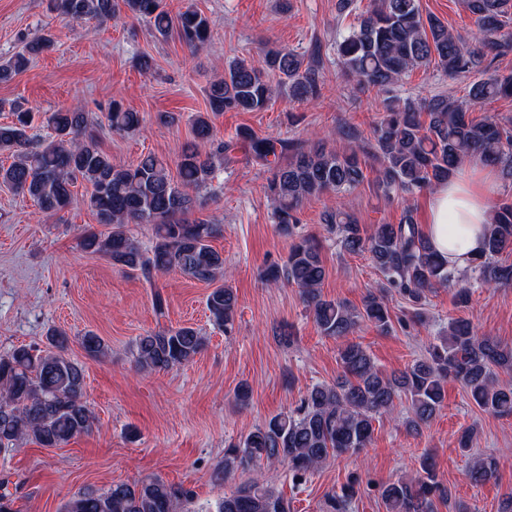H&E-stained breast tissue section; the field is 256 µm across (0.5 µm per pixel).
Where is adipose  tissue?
Wrapping results in <instances>:
<instances>
[{"label":"adipose tissue","mask_w":512,"mask_h":512,"mask_svg":"<svg viewBox=\"0 0 512 512\" xmlns=\"http://www.w3.org/2000/svg\"><path fill=\"white\" fill-rule=\"evenodd\" d=\"M496 184L495 169L476 162L434 188L426 234L449 268L466 270L481 254Z\"/></svg>","instance_id":"adipose-tissue-1"}]
</instances>
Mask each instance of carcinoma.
Wrapping results in <instances>:
<instances>
[{
  "label": "carcinoma",
  "mask_w": 512,
  "mask_h": 512,
  "mask_svg": "<svg viewBox=\"0 0 512 512\" xmlns=\"http://www.w3.org/2000/svg\"><path fill=\"white\" fill-rule=\"evenodd\" d=\"M64 18L82 23L121 19L125 13L146 20L162 38L175 35L192 52L211 37V21L189 7L176 15L163 0H50ZM476 17L477 31L469 40L456 36L435 18H423L419 0H378L357 28L336 41V55L345 75L358 87L385 89L418 67L435 66L450 78L480 68L490 53L512 50V0H466ZM51 36L25 41L22 52L0 61V83L22 72L33 58L49 49ZM299 102L320 97L316 67L287 48L271 47L256 63L233 60L208 89L209 111L192 122L194 140L184 146L172 176L166 159L148 153L129 165H116L91 133L88 113L81 107L58 109L47 115L50 133L32 144L28 131L33 113L20 104L10 106L13 120L0 125V154L12 162L0 165V185L29 196L45 215L71 206L77 183L90 187L87 206L104 232L83 236L81 246L108 258L112 265L138 271L150 280L172 271L212 284L226 276L224 256L212 245L222 232L213 220L192 219L199 202L192 191L207 188L217 173L245 160L270 167L268 191L279 234L295 236L302 205L327 194L336 206L327 208L322 222L338 235L349 253L367 252L382 273L385 289L395 290L414 308L412 319L424 320L427 293L448 286L454 273L439 257L414 218L415 193L433 188L456 174L467 161L479 160L512 177V125L495 116L474 120L469 110L512 98V75H491L471 84L468 99L435 94L418 100L390 97L385 115L373 128L372 139L350 138L338 150L312 139L259 137L242 128L224 140L214 134L212 119L226 112H261L282 92ZM115 135L134 133L145 116L112 102L106 114ZM377 162V192L401 206L396 224L365 227L346 210L341 196L364 183L362 158ZM130 224H150L153 236L142 246L127 232ZM512 248V203L494 206L485 235L484 252L462 273L487 287L512 285V264L497 256ZM270 278L300 289L313 320L325 336L344 339L362 321L387 333L391 321L382 294H368L362 308L320 293L325 278L320 246L312 237L294 243L282 266ZM238 299L219 285L207 295L214 326L232 332ZM47 345L13 348L0 357V451L31 441L43 448H61L89 432L94 415L84 400L85 366L66 356V331L52 328ZM87 357L102 361L111 353L92 331L81 339ZM206 346V337L191 326L160 328L138 337L134 362L140 372L167 371L192 361ZM343 376L332 385L317 384L293 412L279 413L224 448V477L262 461L287 466L294 483L335 457L358 458L367 448L373 421L389 415L396 401L409 402L406 427L418 432L443 406L448 378L466 389L479 408L512 416V346L480 335L471 322L452 319L439 342L406 370L387 375L359 344L339 349ZM496 461L477 457L468 470L471 482L495 476ZM361 488L354 476L341 493L327 495L326 512H348ZM379 496L386 512H436L435 499L450 496L428 456L412 474L383 484ZM194 493L181 484L150 478L118 482L103 492L86 490L71 497L63 512H190ZM287 498L259 477L224 497L214 512H290Z\"/></svg>",
  "instance_id": "cac0c4a2"
}]
</instances>
